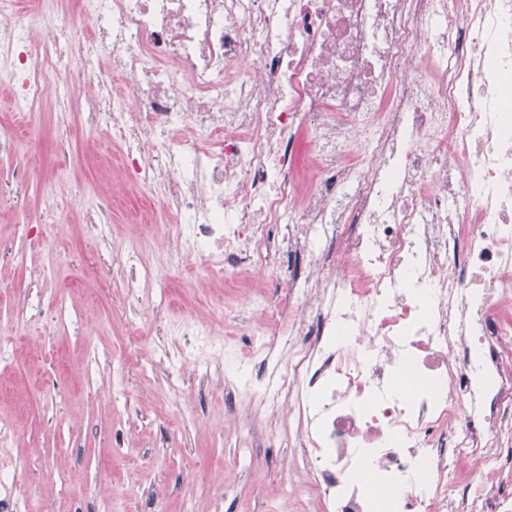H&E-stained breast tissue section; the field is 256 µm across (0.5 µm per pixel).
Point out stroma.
<instances>
[{"mask_svg":"<svg viewBox=\"0 0 512 512\" xmlns=\"http://www.w3.org/2000/svg\"><path fill=\"white\" fill-rule=\"evenodd\" d=\"M34 25L54 23L69 60L70 111L47 99L36 112L4 104L17 125L0 149V512H279L280 491L302 477L288 446L269 447L246 401L229 409L227 374L256 370V304L284 297L293 256L266 269L210 275L181 257L155 210L135 219L143 190L121 180L122 144L107 126L79 122L90 76L78 43L93 27L68 0H41ZM51 197L68 208L47 211ZM111 204L108 244L88 236L85 211ZM139 244L156 273L131 306L121 247ZM212 320L204 344L190 324Z\"/></svg>","mask_w":512,"mask_h":512,"instance_id":"35a3bbf8","label":"stroma"}]
</instances>
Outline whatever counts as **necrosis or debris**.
<instances>
[{"label":"necrosis or debris","instance_id":"necrosis-or-debris-1","mask_svg":"<svg viewBox=\"0 0 512 512\" xmlns=\"http://www.w3.org/2000/svg\"><path fill=\"white\" fill-rule=\"evenodd\" d=\"M82 117L210 273L280 231L252 394L321 512H512V0H94ZM58 30L0 0L38 111ZM311 147L299 181L296 135Z\"/></svg>","mask_w":512,"mask_h":512}]
</instances>
